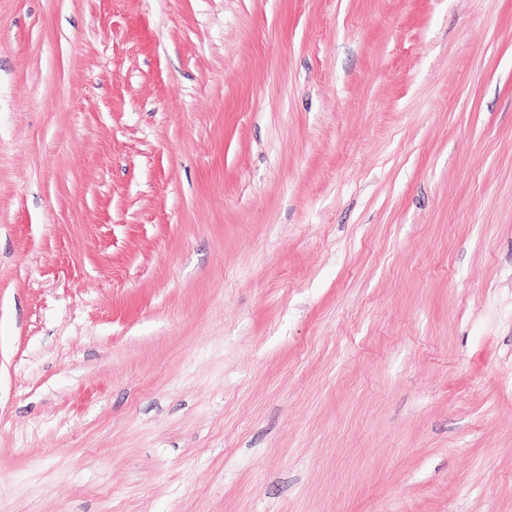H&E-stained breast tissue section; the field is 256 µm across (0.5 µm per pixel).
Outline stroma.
<instances>
[{
	"label": "stroma",
	"mask_w": 512,
	"mask_h": 512,
	"mask_svg": "<svg viewBox=\"0 0 512 512\" xmlns=\"http://www.w3.org/2000/svg\"><path fill=\"white\" fill-rule=\"evenodd\" d=\"M0 512H512V0H0Z\"/></svg>",
	"instance_id": "stroma-1"
}]
</instances>
